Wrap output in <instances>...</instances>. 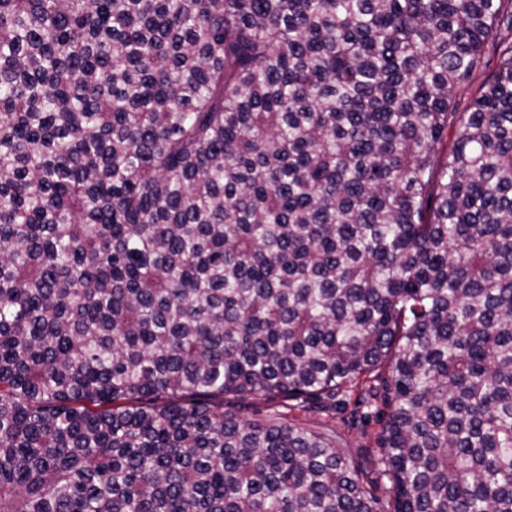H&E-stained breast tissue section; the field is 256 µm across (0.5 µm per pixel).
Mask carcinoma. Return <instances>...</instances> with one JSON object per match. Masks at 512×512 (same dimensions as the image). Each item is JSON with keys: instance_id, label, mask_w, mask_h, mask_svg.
Masks as SVG:
<instances>
[{"instance_id": "cac0c4a2", "label": "carcinoma", "mask_w": 512, "mask_h": 512, "mask_svg": "<svg viewBox=\"0 0 512 512\" xmlns=\"http://www.w3.org/2000/svg\"><path fill=\"white\" fill-rule=\"evenodd\" d=\"M0 512H512V0H0ZM356 393L348 395L340 393L336 395V413L330 411L325 417L323 413L306 412L302 408L290 405H281L278 403H270L264 400L253 399V407L251 409H243L239 416L244 419H261L271 411H278L285 420L289 422L299 423L300 425L320 430L323 423H326L331 430H334L341 438L348 450L349 456L353 459L365 457L368 453L377 455L375 435L380 429V425L375 421L374 414L369 420L359 418L361 412L368 411L367 408L361 407L359 413H355ZM276 406V407H274ZM254 409L259 410L258 415L252 414Z\"/></svg>"}]
</instances>
